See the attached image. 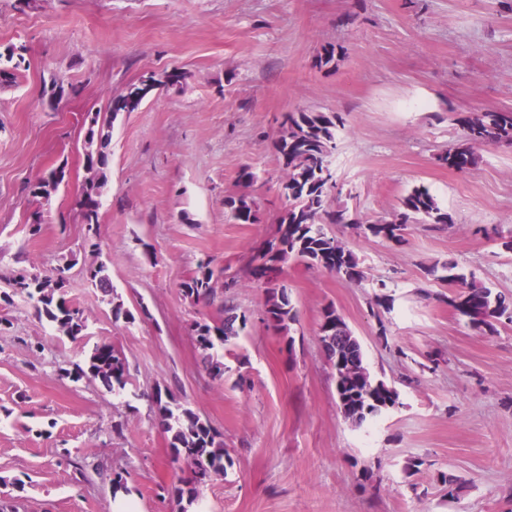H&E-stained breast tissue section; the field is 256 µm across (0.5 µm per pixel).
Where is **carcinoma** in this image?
Returning a JSON list of instances; mask_svg holds the SVG:
<instances>
[{"label":"carcinoma","mask_w":512,"mask_h":512,"mask_svg":"<svg viewBox=\"0 0 512 512\" xmlns=\"http://www.w3.org/2000/svg\"><path fill=\"white\" fill-rule=\"evenodd\" d=\"M18 48H8L7 54L0 53V60L12 64V69H0L3 77L14 76L24 62ZM184 74L172 70L153 73L154 85L149 92L169 88L181 82ZM140 87L135 86L127 94L112 100V107L104 118L100 114L91 116L85 134L86 163L95 172V177L87 181L75 199V206L86 219V224L98 223L100 207L99 190L106 181L105 169L110 155L112 126L124 112L139 108L144 97L138 95ZM464 129L462 140L449 149L440 160L448 167L467 171L478 164L476 148L488 143L512 144V112H472L461 118ZM343 125L338 112H290L281 123V135L274 142V149L284 173L280 190L286 192L288 205L276 219L274 234L259 249L246 270L251 281H262L268 285L262 321L274 331L288 335L290 324L297 321V310L292 304L286 289L277 285L276 279L284 265L292 259H300L305 264L350 283L359 284L367 279L363 261L344 242L331 235L328 224H348L365 237L371 236L389 242L403 241V231L407 225L422 219L431 224H450L452 217L443 210L436 197L425 186L414 187L401 201V208L388 217L376 221L363 219L358 213L345 208H334L331 198L337 188L331 169V158L336 150L339 127ZM65 177V168H56L48 175L39 178L29 186L35 197L49 198ZM256 175L245 167L239 175V183L244 191L225 200L239 224L259 222L256 202L249 189L254 185ZM72 263L57 268L52 276L19 271L10 277L14 293L28 298L34 303L39 316L46 318L59 332L75 340L86 328L85 318L80 309L74 307L65 297L67 282L65 272ZM425 272L435 280L448 284V306L469 324L479 330L493 333L495 324L512 323V298L493 290L476 279L474 273H466L458 263L448 261L442 265L432 264ZM215 272L210 262L198 264L197 270L184 281L185 295L195 302H208L215 295ZM87 279L108 296L112 317L133 319L132 312L114 296L112 285L104 264L90 266L86 270ZM248 318L237 314L235 308H224V319L215 324L205 320L196 321L192 332L203 364L208 374L215 380L224 377V362L215 350L224 346L232 337L246 329ZM321 341L328 361L336 359V333L352 335L344 319L336 308L328 306L323 311L320 324ZM351 351L359 362L365 380L373 388V400L368 402V411L351 408L342 410L345 419L356 427L362 426L370 417L385 411L384 405L393 408L399 404L398 390L387 381L376 377L370 371L360 341L351 339ZM92 378L109 391L125 389L129 374L123 355L110 343L96 345L87 356L85 366L78 367L76 378ZM155 418L166 433L171 434L172 457L183 460L192 469V479L180 481L175 487L179 498L194 501L197 486L217 474L226 473L233 466V459L224 450V442L211 424L202 419L192 409L163 399L158 390L150 397Z\"/></svg>","instance_id":"1"}]
</instances>
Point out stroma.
Here are the masks:
<instances>
[{
	"label": "stroma",
	"mask_w": 512,
	"mask_h": 512,
	"mask_svg": "<svg viewBox=\"0 0 512 512\" xmlns=\"http://www.w3.org/2000/svg\"><path fill=\"white\" fill-rule=\"evenodd\" d=\"M11 45L24 61L0 82V292L11 273L49 275L69 260L67 296L86 319L74 341L24 298L0 300V496L15 512H116L122 502L179 512L169 490L190 471L171 464L149 400L157 389L209 421L234 460L189 512H512V325L471 327L424 274L454 260L512 295V252L501 246L512 239V146L479 147L467 172L439 160L461 139V117L512 110V0H0V52ZM328 46L336 66H316ZM173 69L182 86L114 123L88 233L74 205L86 115L108 113L144 73ZM53 81L65 94L51 110L41 94ZM288 112L344 119L333 205L374 220L423 185L453 222L408 225L399 245L330 225L367 278L289 262L278 282L298 320L285 337L261 320L264 287L220 289L204 305L182 284L202 261L242 275L271 237L287 205L273 142ZM59 166L65 182L49 199L32 196L29 184ZM245 167L258 174L257 224L236 223L224 205ZM480 225L498 237L476 235ZM98 262L133 320L113 321L87 279ZM380 279L392 305L374 311ZM228 305L249 323L215 380L190 326L222 320ZM330 305L400 393L359 428L337 406L320 341ZM103 342L128 363L118 394L72 377ZM118 475L131 489L122 501ZM445 475L461 483L457 497Z\"/></svg>",
	"instance_id": "stroma-1"
}]
</instances>
